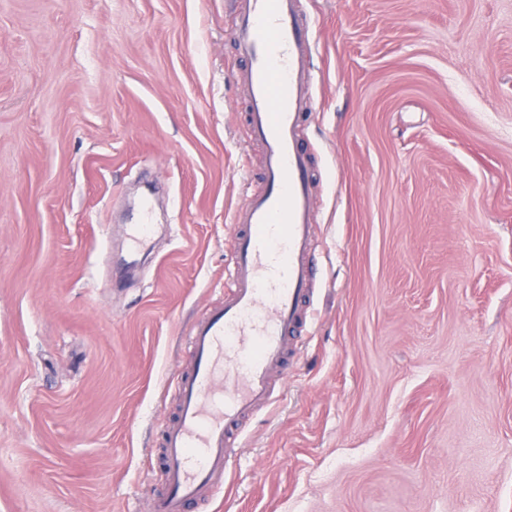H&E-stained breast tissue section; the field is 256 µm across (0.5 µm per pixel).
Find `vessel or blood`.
Wrapping results in <instances>:
<instances>
[{"label": "vessel or blood", "mask_w": 512, "mask_h": 512, "mask_svg": "<svg viewBox=\"0 0 512 512\" xmlns=\"http://www.w3.org/2000/svg\"><path fill=\"white\" fill-rule=\"evenodd\" d=\"M236 8L230 36L249 62L241 80L267 187L234 212L232 288L188 338L192 365L174 385L178 411L163 430L164 490L153 512H188L223 485L244 422L275 399L273 377L286 370L313 280L310 159L297 144L315 106L310 24L298 0H236ZM152 235L145 208L126 228L128 270Z\"/></svg>", "instance_id": "obj_1"}]
</instances>
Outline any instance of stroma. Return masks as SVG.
<instances>
[{
    "instance_id": "1",
    "label": "stroma",
    "mask_w": 512,
    "mask_h": 512,
    "mask_svg": "<svg viewBox=\"0 0 512 512\" xmlns=\"http://www.w3.org/2000/svg\"><path fill=\"white\" fill-rule=\"evenodd\" d=\"M234 0H0V512H150L263 189ZM312 318L191 512H512V0H302ZM156 246L115 282L141 177Z\"/></svg>"
}]
</instances>
